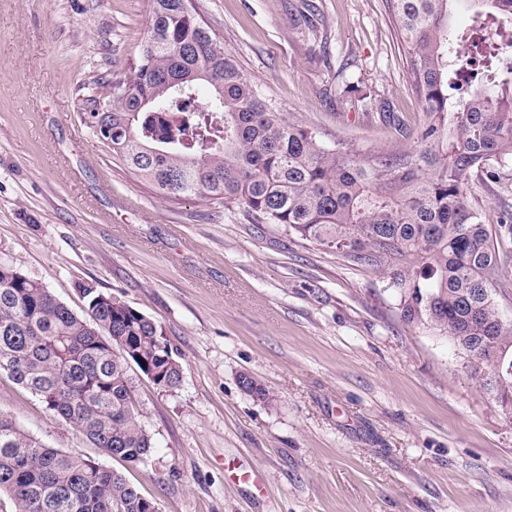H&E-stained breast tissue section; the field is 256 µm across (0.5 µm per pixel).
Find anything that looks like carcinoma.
Returning <instances> with one entry per match:
<instances>
[{"instance_id":"1","label":"carcinoma","mask_w":512,"mask_h":512,"mask_svg":"<svg viewBox=\"0 0 512 512\" xmlns=\"http://www.w3.org/2000/svg\"><path fill=\"white\" fill-rule=\"evenodd\" d=\"M425 122L408 148L360 154L323 146L279 111L224 55L188 0H151V19L126 82L108 90L86 122L106 152L164 199L222 200L283 224L389 275L405 321L427 324L467 357L470 375L512 410V330L494 292L503 254L466 188L499 178L512 161V67L491 71L465 100L460 36L448 46L450 0H389ZM477 18L512 20V0H465ZM178 82L176 92L169 83ZM211 95L199 103L201 86ZM89 317L0 260V370L104 454L130 466L153 456V436L133 400L130 363L148 360L177 387L182 364L161 325L94 288ZM6 366H1V363ZM241 388L264 405L275 394L251 375ZM8 512H158L125 476L77 452L50 448L0 412V507Z\"/></svg>"}]
</instances>
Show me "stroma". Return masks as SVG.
Masks as SVG:
<instances>
[{"label": "stroma", "instance_id": "1", "mask_svg": "<svg viewBox=\"0 0 512 512\" xmlns=\"http://www.w3.org/2000/svg\"><path fill=\"white\" fill-rule=\"evenodd\" d=\"M259 93L325 144L412 145L424 116L389 0H193ZM151 0H0V260L75 313L85 288L159 323L183 366L130 369L147 466L102 455L0 371V410L45 444L124 472L158 512H512V411L383 272L242 209L165 201L85 124L127 79ZM466 195L512 211V164ZM252 375L276 395L256 402ZM254 467L262 485L239 480ZM239 384L253 400L259 403L272 405L276 401L275 394L249 374H240Z\"/></svg>", "mask_w": 512, "mask_h": 512}]
</instances>
